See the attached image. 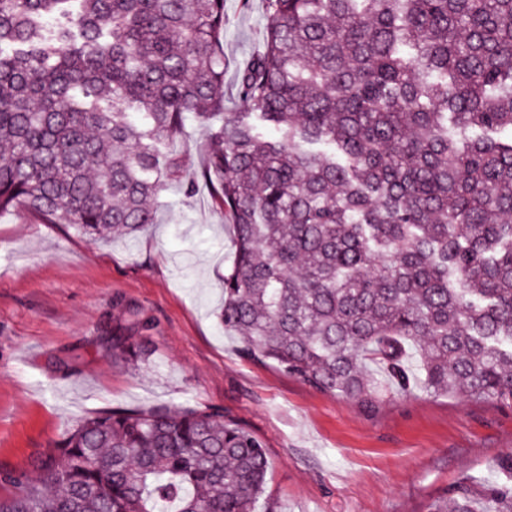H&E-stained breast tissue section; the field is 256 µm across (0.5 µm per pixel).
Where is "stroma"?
I'll return each instance as SVG.
<instances>
[{
  "instance_id": "1",
  "label": "stroma",
  "mask_w": 512,
  "mask_h": 512,
  "mask_svg": "<svg viewBox=\"0 0 512 512\" xmlns=\"http://www.w3.org/2000/svg\"><path fill=\"white\" fill-rule=\"evenodd\" d=\"M224 95L261 46L263 0H225ZM234 236L205 187L159 199L132 242L0 213V471H21L77 418L156 406L220 411L260 437L272 512H431L465 477L497 480L512 405L385 394L375 411L240 356L216 312ZM146 359L103 351L129 312Z\"/></svg>"
}]
</instances>
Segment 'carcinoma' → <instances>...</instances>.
I'll list each match as a JSON object with an SVG mask.
<instances>
[{"label": "carcinoma", "mask_w": 512, "mask_h": 512, "mask_svg": "<svg viewBox=\"0 0 512 512\" xmlns=\"http://www.w3.org/2000/svg\"><path fill=\"white\" fill-rule=\"evenodd\" d=\"M0 0V212L136 239L171 185L235 234L218 320L309 387L512 401V0H264L224 97V0ZM64 18L51 35L43 21ZM209 130L189 177L168 147ZM135 312L107 352L142 357ZM506 482L432 512H512ZM264 442L218 411L113 409L0 472V512H269Z\"/></svg>", "instance_id": "1"}]
</instances>
